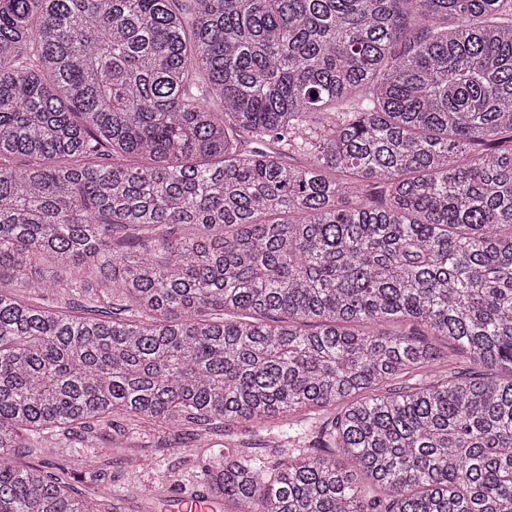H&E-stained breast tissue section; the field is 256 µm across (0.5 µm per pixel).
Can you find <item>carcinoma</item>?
Wrapping results in <instances>:
<instances>
[{
    "mask_svg": "<svg viewBox=\"0 0 512 512\" xmlns=\"http://www.w3.org/2000/svg\"><path fill=\"white\" fill-rule=\"evenodd\" d=\"M118 413L299 427L230 512H512V0H7L0 512H126L14 460Z\"/></svg>",
    "mask_w": 512,
    "mask_h": 512,
    "instance_id": "1",
    "label": "carcinoma"
}]
</instances>
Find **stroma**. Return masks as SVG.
I'll list each match as a JSON object with an SVG mask.
<instances>
[{"label":"stroma","instance_id":"1","mask_svg":"<svg viewBox=\"0 0 512 512\" xmlns=\"http://www.w3.org/2000/svg\"><path fill=\"white\" fill-rule=\"evenodd\" d=\"M276 432L254 426L252 433L214 429H169L154 421L130 422L113 416L111 423L70 438L68 447L44 449L41 458L65 471L69 483L85 491L83 475L99 449H109L112 488L130 512H179L178 502L206 494L201 469L219 448L243 445L268 463L279 458Z\"/></svg>","mask_w":512,"mask_h":512}]
</instances>
